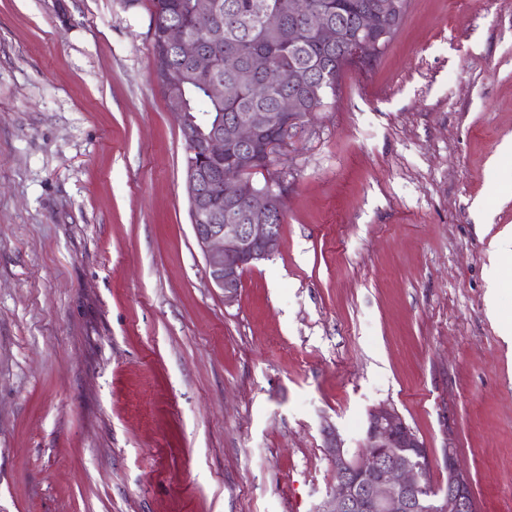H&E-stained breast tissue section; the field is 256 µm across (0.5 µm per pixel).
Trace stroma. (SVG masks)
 Instances as JSON below:
<instances>
[{"mask_svg": "<svg viewBox=\"0 0 512 512\" xmlns=\"http://www.w3.org/2000/svg\"><path fill=\"white\" fill-rule=\"evenodd\" d=\"M153 0H0V512H317L395 407L512 512V0H411L293 131L278 248L228 304ZM498 280L489 312L490 280Z\"/></svg>", "mask_w": 512, "mask_h": 512, "instance_id": "35a3bbf8", "label": "stroma"}]
</instances>
